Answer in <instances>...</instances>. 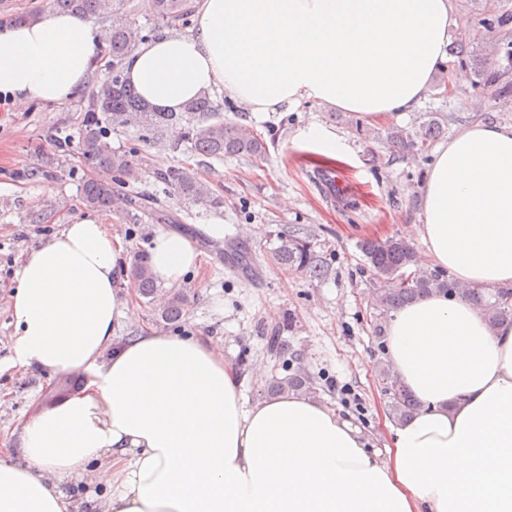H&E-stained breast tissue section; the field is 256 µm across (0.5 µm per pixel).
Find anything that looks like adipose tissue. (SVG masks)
<instances>
[{"mask_svg":"<svg viewBox=\"0 0 512 512\" xmlns=\"http://www.w3.org/2000/svg\"><path fill=\"white\" fill-rule=\"evenodd\" d=\"M456 25L451 0H201L190 34L139 44L124 77L163 112L217 90L255 113L311 100L404 117ZM105 49L78 12L2 26L0 99L63 103ZM412 231L460 284L512 286V128L479 123L437 148ZM124 263L89 215L22 259L10 365L76 386L21 418V462L0 458V512H512V322L442 293L391 312L385 361L420 408L388 425L381 455L311 396L245 404L213 337L119 339L135 315L115 282ZM200 263L184 235L154 236L163 286ZM82 476L90 490H72Z\"/></svg>","mask_w":512,"mask_h":512,"instance_id":"adipose-tissue-1","label":"adipose tissue"}]
</instances>
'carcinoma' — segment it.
Listing matches in <instances>:
<instances>
[{
    "label": "carcinoma",
    "mask_w": 512,
    "mask_h": 512,
    "mask_svg": "<svg viewBox=\"0 0 512 512\" xmlns=\"http://www.w3.org/2000/svg\"><path fill=\"white\" fill-rule=\"evenodd\" d=\"M115 2L117 0H48L50 9L76 11L88 16L112 15L109 38L112 70L91 99L80 143L84 158L111 174V177L84 183L82 193L85 202L93 208L108 211L113 207L114 189L137 180L139 175L137 150H113L105 140L104 122L136 129L146 144L161 140L164 128L180 125L184 144L196 156L219 161L226 157L265 158L268 144L264 136L221 119V107L208 95L190 103L181 112H155L136 94L123 77V63L135 49L137 40L131 35L130 17L117 11ZM147 6L155 23L169 27L187 25L195 12L191 0H147ZM511 25L512 11L499 10L494 14L482 12L474 22L460 29L455 45L450 49L452 63L473 70L474 86L490 88L499 97L512 95L509 69L505 66L500 69L492 67L486 56L471 54L470 47L483 42L490 33L508 30ZM437 130L438 127L430 122L416 133L393 127L387 132L386 143L389 148L402 153L424 152L436 137ZM154 178L173 194L194 205L212 209L224 205L220 196L181 164L154 173ZM126 215L134 221L147 216L163 224L170 223L169 215L158 208V203L136 195L128 197ZM360 250L370 275L381 284L377 294L381 319L401 305L439 291L450 297L461 295L484 308L493 324L512 320V288H498L491 293L478 288L463 290L450 278L427 273L420 265V257L414 246L401 238L369 239L360 244ZM276 259L287 269L305 271L312 276L321 272V264L311 242L300 236H282ZM131 278L139 296L146 299V303H152L159 286L151 276L146 255L135 257ZM185 305L183 293H170L157 311L158 320L166 324L180 322L185 314ZM385 380V393L389 395L392 417L397 421L403 420L411 415L417 403L396 378L387 376ZM313 386L314 378L298 369L284 377H273L270 391L309 392Z\"/></svg>",
    "instance_id": "cac0c4a2"
}]
</instances>
